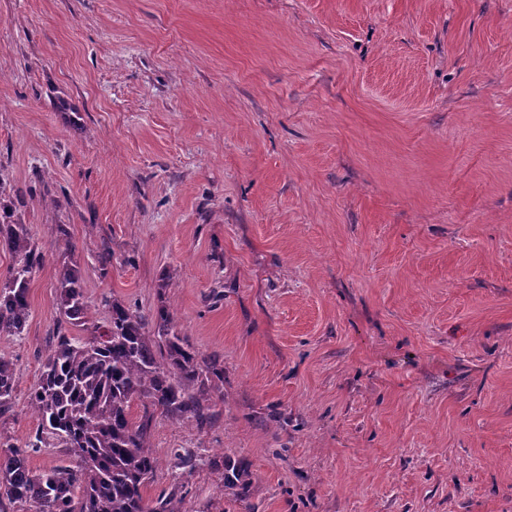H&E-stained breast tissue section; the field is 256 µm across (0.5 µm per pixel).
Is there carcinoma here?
I'll use <instances>...</instances> for the list:
<instances>
[{
  "label": "carcinoma",
  "instance_id": "obj_1",
  "mask_svg": "<svg viewBox=\"0 0 512 512\" xmlns=\"http://www.w3.org/2000/svg\"><path fill=\"white\" fill-rule=\"evenodd\" d=\"M8 218L0 206V244L13 258L0 288V336H20L44 253L27 225ZM56 314L58 334L29 395L37 428L20 445L0 442V512H179L172 496L145 497L158 461L148 444L150 417L135 420L133 406L202 425L205 380L224 373L189 349L164 315L155 336L119 302L105 324L89 322L75 267L58 274ZM15 381L13 361L0 354V413L12 407ZM46 448L66 449L67 460L32 470L30 456Z\"/></svg>",
  "mask_w": 512,
  "mask_h": 512
}]
</instances>
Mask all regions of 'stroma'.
<instances>
[{"label":"stroma","instance_id":"35a3bbf8","mask_svg":"<svg viewBox=\"0 0 512 512\" xmlns=\"http://www.w3.org/2000/svg\"><path fill=\"white\" fill-rule=\"evenodd\" d=\"M0 172L44 252L0 438L74 265L224 372L147 498L512 512V0H0Z\"/></svg>","mask_w":512,"mask_h":512}]
</instances>
